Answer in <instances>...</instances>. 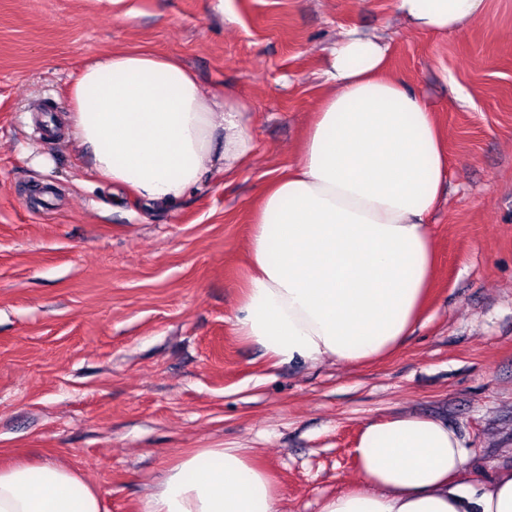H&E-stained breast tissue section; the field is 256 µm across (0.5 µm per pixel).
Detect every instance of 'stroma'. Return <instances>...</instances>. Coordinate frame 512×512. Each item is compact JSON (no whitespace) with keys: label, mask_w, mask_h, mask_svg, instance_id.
I'll list each match as a JSON object with an SVG mask.
<instances>
[{"label":"stroma","mask_w":512,"mask_h":512,"mask_svg":"<svg viewBox=\"0 0 512 512\" xmlns=\"http://www.w3.org/2000/svg\"><path fill=\"white\" fill-rule=\"evenodd\" d=\"M352 27L435 109V286L390 356L275 367L233 321L252 216ZM128 48L250 111L252 155L170 207L95 178L66 119L79 72ZM400 413L448 422L484 475L512 465V0L451 36L397 0H0V465L63 462L137 512L178 455L246 448L282 512H319L357 478L361 424Z\"/></svg>","instance_id":"35a3bbf8"}]
</instances>
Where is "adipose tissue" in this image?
Here are the masks:
<instances>
[{
  "label": "adipose tissue",
  "instance_id": "1",
  "mask_svg": "<svg viewBox=\"0 0 512 512\" xmlns=\"http://www.w3.org/2000/svg\"><path fill=\"white\" fill-rule=\"evenodd\" d=\"M487 0H397L417 30L457 33ZM387 45L352 29L322 71L326 94L299 158L265 190L248 242L236 330L272 365H364L398 350L421 321L436 248L426 222L448 171L432 108L386 75ZM69 119L92 174L172 205L211 169L252 149L247 107L205 90L177 58L134 48L82 70ZM358 477L320 512H512V466L475 476L446 421H366ZM0 512H102L68 467H0ZM138 512H280L270 474L243 448L179 455Z\"/></svg>",
  "mask_w": 512,
  "mask_h": 512
}]
</instances>
